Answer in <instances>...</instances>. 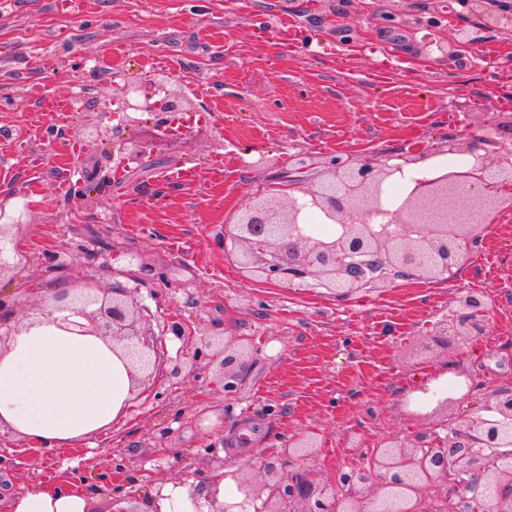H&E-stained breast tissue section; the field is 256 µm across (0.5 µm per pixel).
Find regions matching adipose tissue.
I'll return each instance as SVG.
<instances>
[{
	"label": "adipose tissue",
	"mask_w": 512,
	"mask_h": 512,
	"mask_svg": "<svg viewBox=\"0 0 512 512\" xmlns=\"http://www.w3.org/2000/svg\"><path fill=\"white\" fill-rule=\"evenodd\" d=\"M46 308L0 350V428L40 454L73 448L106 431L134 389L120 343L63 330ZM86 499L67 479L5 501V512H85Z\"/></svg>",
	"instance_id": "adipose-tissue-1"
}]
</instances>
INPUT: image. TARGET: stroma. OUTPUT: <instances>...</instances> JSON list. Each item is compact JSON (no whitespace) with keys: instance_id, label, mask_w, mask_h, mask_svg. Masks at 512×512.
<instances>
[{"instance_id":"stroma-1","label":"stroma","mask_w":512,"mask_h":512,"mask_svg":"<svg viewBox=\"0 0 512 512\" xmlns=\"http://www.w3.org/2000/svg\"><path fill=\"white\" fill-rule=\"evenodd\" d=\"M91 2L75 14L53 0H0V208L5 223L20 220L13 244L27 256L23 271L0 279V299L21 321L34 288L119 283L144 305L162 366L93 446L44 458L1 429L0 497L68 476L81 482L86 512H144L153 489L188 472L260 477L259 454L282 453L301 432L318 446L286 469L322 482L367 465L384 438L425 430L433 391L458 373L490 369L512 386V346L493 354L484 344L497 316L463 343L438 332L462 293L512 282V210L483 227L468 265L445 279L397 278L341 301L251 276L221 244L245 199L275 183L291 155L306 153L311 185L330 155L394 165L412 144L435 151L451 134L471 140L496 126L512 139L506 89L478 52L494 41L512 61V30L491 21L512 0L476 10L461 0ZM284 15L304 28L302 47L280 43ZM457 29L467 49L455 47ZM395 55L405 58L400 69L370 82ZM155 74L211 120L132 165L123 182H102L112 144L88 145V123L112 126L123 85ZM76 93L84 106L69 119L40 109L42 95ZM218 154L230 164L215 173L207 163ZM190 165L200 168L196 182L165 179ZM56 252L77 260L49 269L44 259ZM175 323L185 330L176 340ZM199 326L252 341L233 396L194 354ZM177 365L181 376L170 377Z\"/></svg>"}]
</instances>
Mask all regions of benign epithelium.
<instances>
[{
	"label": "benign epithelium",
	"mask_w": 512,
	"mask_h": 512,
	"mask_svg": "<svg viewBox=\"0 0 512 512\" xmlns=\"http://www.w3.org/2000/svg\"><path fill=\"white\" fill-rule=\"evenodd\" d=\"M153 92L132 99L134 87L121 95L125 119L136 122L132 112H189L192 103L172 89L164 78L152 80ZM442 154H468L473 166L466 171L438 169L413 185L386 223L368 220L367 203L378 200L388 180L403 166L371 160L357 162L330 156L323 162L322 180L305 189L299 174L308 167L306 157L293 158L291 168L264 193L245 200L232 230L224 234L238 252L244 268L266 280L287 285L306 283L346 294L366 286L389 284L398 276L412 275L434 281L461 265L463 257L482 243L477 225L490 223L502 205L512 208V149L489 133L476 145L448 138ZM299 191L301 201L291 195ZM465 195L477 197V205L464 209ZM321 210L339 226L336 237L318 239L302 234L306 206ZM362 256L378 259L379 275L366 278L358 264ZM51 303L71 309L84 319L67 330L111 337L124 343L138 377H149L156 366L153 335L145 328L143 308L125 287L86 286L38 297L30 317ZM487 303L482 294L466 292L457 298V311L444 332L461 340L483 333ZM202 348L222 381L224 396L236 391L238 370L248 357L251 342L243 338H203ZM469 398L448 394L437 400L430 416L437 418L412 443L386 439L375 450L369 468L341 472L327 484L288 474L276 456L261 466V479L236 472L240 500L218 499L217 488L204 500H194L198 512H369L370 502L388 497L396 488L416 491L401 512H426L428 491L451 504L468 499L471 512H512V391L505 387L484 392L483 401L469 417L448 423V407ZM317 447L313 433L288 440L282 455L308 456Z\"/></svg>",
	"instance_id": "7a95c632"
}]
</instances>
